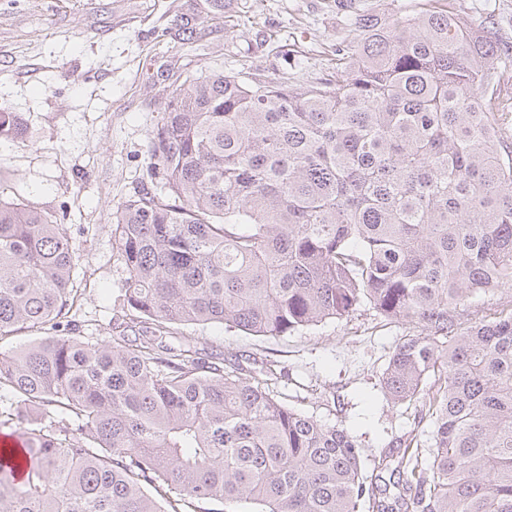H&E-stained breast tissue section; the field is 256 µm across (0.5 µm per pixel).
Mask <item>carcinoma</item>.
<instances>
[{"instance_id":"obj_1","label":"carcinoma","mask_w":512,"mask_h":512,"mask_svg":"<svg viewBox=\"0 0 512 512\" xmlns=\"http://www.w3.org/2000/svg\"><path fill=\"white\" fill-rule=\"evenodd\" d=\"M331 77L192 72L166 94L146 178L112 213L124 310L81 335L71 225L0 193V512H512V94L502 50L460 12L364 18ZM25 127L0 111V138ZM369 306L419 324L382 389L429 421L365 465L345 429L275 394L283 374L171 326L288 336ZM410 478L385 500L374 471ZM512 309V288H500L494 294L478 295L470 298L454 312L455 329L464 330L470 322L483 319L492 321L502 310Z\"/></svg>"}]
</instances>
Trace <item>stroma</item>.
Here are the masks:
<instances>
[{"label":"stroma","mask_w":512,"mask_h":512,"mask_svg":"<svg viewBox=\"0 0 512 512\" xmlns=\"http://www.w3.org/2000/svg\"><path fill=\"white\" fill-rule=\"evenodd\" d=\"M437 1L465 11L512 54V0H224L219 17L204 13L205 0H0V109L19 113L27 129L26 142L0 140V190L72 224L84 335L106 338L121 309L112 213L141 181L162 97L186 73L306 84L331 70L338 47L360 39V16L414 14ZM511 309L505 287L470 298L454 324L463 330ZM173 331L223 348L229 361L274 364L290 406L346 428L369 454L416 427L421 453L429 451L428 423L380 388L393 349L413 332L408 323L363 308L280 337L219 323Z\"/></svg>","instance_id":"35a3bbf8"}]
</instances>
